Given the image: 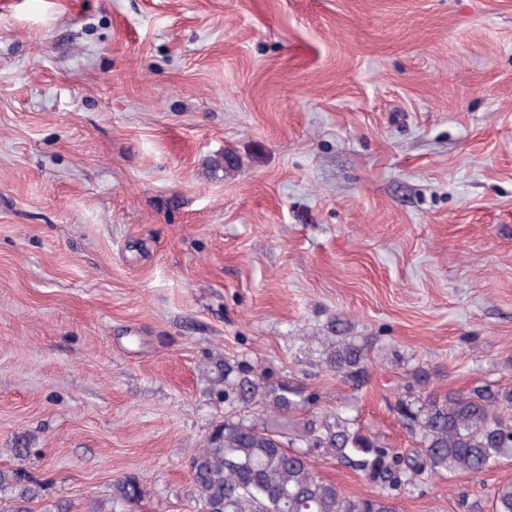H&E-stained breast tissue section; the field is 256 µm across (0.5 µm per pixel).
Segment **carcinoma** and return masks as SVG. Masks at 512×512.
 <instances>
[{
    "label": "carcinoma",
    "instance_id": "obj_1",
    "mask_svg": "<svg viewBox=\"0 0 512 512\" xmlns=\"http://www.w3.org/2000/svg\"><path fill=\"white\" fill-rule=\"evenodd\" d=\"M327 329L326 371L353 389L369 379L365 346L346 335L335 317ZM214 393L229 411L192 458L190 470L199 512H396L395 502L422 491L436 476H478L512 458V387L473 385L441 396L426 392L396 401L399 417L418 437L419 448L404 454L365 432L342 412L303 416L318 400L298 381H270L228 360L216 367ZM331 458L358 473L373 488L351 498L321 479L316 461ZM0 512H28L46 485L21 470H0ZM144 480L127 476L113 484L112 502L127 506L146 494ZM495 512H512V482L493 492Z\"/></svg>",
    "mask_w": 512,
    "mask_h": 512
}]
</instances>
